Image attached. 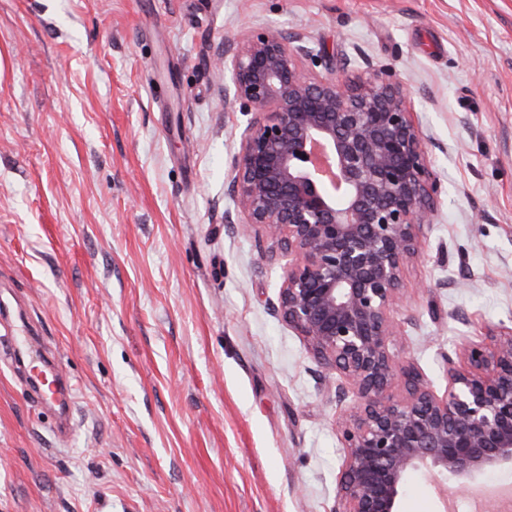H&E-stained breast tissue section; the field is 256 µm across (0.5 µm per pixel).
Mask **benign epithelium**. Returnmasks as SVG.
I'll return each instance as SVG.
<instances>
[{"mask_svg": "<svg viewBox=\"0 0 512 512\" xmlns=\"http://www.w3.org/2000/svg\"><path fill=\"white\" fill-rule=\"evenodd\" d=\"M322 59L305 33L264 28L216 56L224 101L249 116L224 223L276 244L259 248L281 263L273 310L350 399L332 512H399L412 472L463 486L512 466V330L442 354V392L391 350L403 270L434 221L439 180L409 86L383 69L364 79L306 66Z\"/></svg>", "mask_w": 512, "mask_h": 512, "instance_id": "obj_1", "label": "benign epithelium"}]
</instances>
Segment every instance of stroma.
I'll list each match as a JSON object with an SVG mask.
<instances>
[{
	"instance_id": "35a3bbf8",
	"label": "stroma",
	"mask_w": 512,
	"mask_h": 512,
	"mask_svg": "<svg viewBox=\"0 0 512 512\" xmlns=\"http://www.w3.org/2000/svg\"><path fill=\"white\" fill-rule=\"evenodd\" d=\"M302 31L393 67L440 180L400 356L512 329V0H0V512H331L344 404L273 314L279 265L228 224L246 116L223 43ZM73 385L58 434L10 359ZM414 472L400 512H496Z\"/></svg>"
}]
</instances>
